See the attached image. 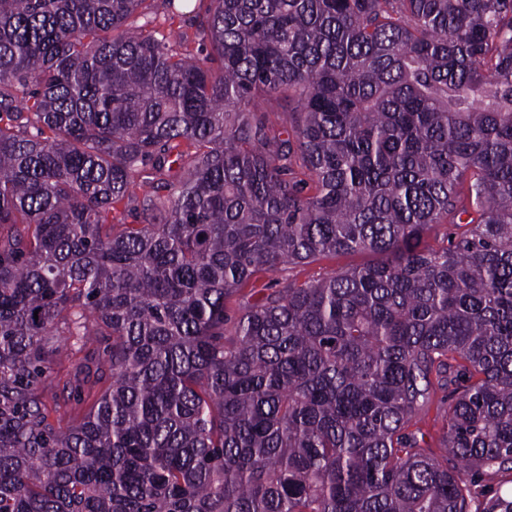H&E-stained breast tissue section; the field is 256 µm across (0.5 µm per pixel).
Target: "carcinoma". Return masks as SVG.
Listing matches in <instances>:
<instances>
[{
  "mask_svg": "<svg viewBox=\"0 0 512 512\" xmlns=\"http://www.w3.org/2000/svg\"><path fill=\"white\" fill-rule=\"evenodd\" d=\"M152 7L0 0V512H512V0ZM199 6L195 12L176 10L166 11L162 7L155 8L146 17L140 19V23L148 21L147 30H157L167 33L172 30L183 33L186 37L188 50L195 56L204 57L210 49L207 32L200 24V18L204 15L207 0L194 1ZM368 259L369 257L366 254L340 256L333 259H325L310 266L298 267L290 270L288 274L290 277L293 276L300 281H304L307 279L317 278L332 269L362 264ZM441 390L435 393L425 423L422 424L423 432L426 434V441L436 453H440V441L445 425V416L448 411V402ZM464 479L479 498L492 497L500 491L503 494L512 488V473L510 472L495 478L488 475L467 473Z\"/></svg>",
  "mask_w": 512,
  "mask_h": 512,
  "instance_id": "cac0c4a2",
  "label": "carcinoma"
}]
</instances>
